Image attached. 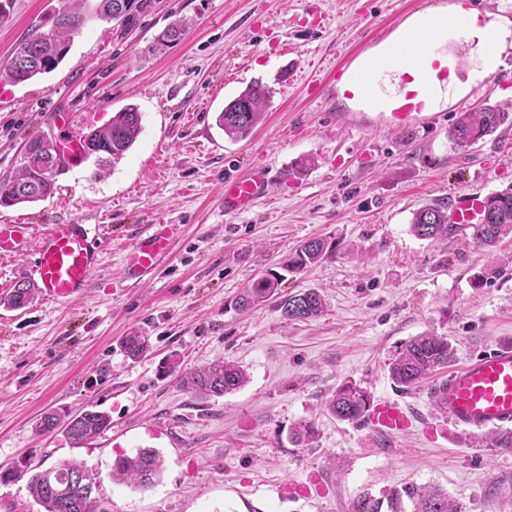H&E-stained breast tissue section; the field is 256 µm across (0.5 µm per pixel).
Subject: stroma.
I'll list each match as a JSON object with an SVG mask.
<instances>
[{
  "instance_id": "35a3bbf8",
  "label": "stroma",
  "mask_w": 512,
  "mask_h": 512,
  "mask_svg": "<svg viewBox=\"0 0 512 512\" xmlns=\"http://www.w3.org/2000/svg\"><path fill=\"white\" fill-rule=\"evenodd\" d=\"M460 4L512 27V0H149L131 25L89 22L51 74L0 83V180L23 164L28 139L55 136L54 110L94 112L102 124L130 104L142 115L136 142L106 173L89 159L58 175L45 200L0 207V224L28 225L30 236L76 220L96 226L103 243L84 296L38 294L18 310L0 303V471L77 461L94 474L105 512H351L360 496L411 482L447 489L468 512H512V452L485 434H427L440 419L426 382L400 389L388 366L396 346L427 331L448 337L450 366L512 343V237L482 248L466 231L440 243L410 231L425 204L512 185V126L466 148L448 139L463 111L512 105V46L499 49L503 67L472 85L474 44L448 38L456 84L429 128L344 123L307 87L311 69L329 70L401 15ZM69 5L13 0L0 64ZM178 19L188 23L182 40L157 48ZM257 80L266 116L231 140L216 117ZM259 163L284 179L249 212L225 214V178ZM161 220L182 227L173 258L131 287L127 252ZM311 239L335 244V256L235 311L240 288ZM309 288L325 298L322 315L285 319L280 298ZM133 329L149 343L137 360L120 345ZM172 357L180 373L222 359L248 381L205 398L180 374L161 373ZM348 380L399 403L412 428L388 434L336 419L325 402ZM89 406L111 418L91 445L35 431L45 412ZM304 423L313 435L295 439ZM141 448L161 453L160 482L140 490L113 481L115 457Z\"/></svg>"
}]
</instances>
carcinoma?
<instances>
[{
    "label": "carcinoma",
    "mask_w": 512,
    "mask_h": 512,
    "mask_svg": "<svg viewBox=\"0 0 512 512\" xmlns=\"http://www.w3.org/2000/svg\"><path fill=\"white\" fill-rule=\"evenodd\" d=\"M123 2L124 12L117 16L113 5ZM88 0H71V7L53 15L46 23L34 29L15 46L7 63L0 67V82L17 85L50 74L66 59L73 39L80 34L91 19L121 21L128 25L136 14L148 6V0H97L93 10L85 11ZM186 23L178 20L166 27L157 38L164 46L183 36ZM267 95L261 84L256 83L224 106L217 116V124L231 139H244L263 120ZM512 124V112L498 107H481L461 113L448 131V139L457 147L471 146L494 133L498 127ZM141 132V113L134 106L116 112L103 126L90 129V138L103 147L96 158L99 170L105 171L110 164L118 163L133 146ZM45 137H33L26 143L24 163L18 172L0 183V206L10 207L33 203L51 196L55 189L54 177L44 176V168L53 165L55 172L65 168L61 156H52L42 148ZM484 212L494 220L475 225L472 240L480 246L490 247L502 238L512 235V187H506L487 196ZM411 232L420 239L440 242L448 239L447 207L429 204L413 213ZM335 251L324 240H311L288 257L287 270L302 271ZM280 285V277L268 272L241 289L235 305L245 313L273 297ZM36 293V285L29 280L19 281L11 293L0 303L12 309L29 304ZM282 315L293 321L316 318L325 309V300L316 290H306L281 300ZM127 357L141 358L149 348L148 339L138 331H132L122 339ZM454 348L448 337L424 333L401 343L389 363L392 381L409 388L434 368L448 363ZM247 376L240 366L225 361L209 365L180 377L182 386L205 397H222L241 388ZM371 396L359 383L348 380L337 387L327 401V409L337 419L352 423L364 421ZM108 414L86 409L79 413L48 412L36 424L40 435L61 428L71 444L79 447L108 428ZM162 472L160 454L152 448H142L133 455H120L112 463V475L137 489H149L157 483ZM29 475L28 488L32 497L44 512H102L96 496L97 484L83 465L63 463L35 473L21 465L0 472V481H10ZM352 512H467L463 503L437 486L406 484L400 488H386L381 497L363 495L357 498Z\"/></svg>",
    "instance_id": "1"
}]
</instances>
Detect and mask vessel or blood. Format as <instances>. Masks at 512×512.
I'll use <instances>...</instances> for the list:
<instances>
[{"mask_svg": "<svg viewBox=\"0 0 512 512\" xmlns=\"http://www.w3.org/2000/svg\"><path fill=\"white\" fill-rule=\"evenodd\" d=\"M369 56L354 53L324 74L312 76L309 89L313 96L330 95L345 108L356 104L373 106ZM450 70L447 63L434 60L431 69L410 68L399 76L396 89L387 94L380 117L395 128L413 124H431L437 119L434 96L447 89ZM51 125L57 129V144L62 159L72 167L84 161L82 130L72 115L55 112ZM270 181L267 167L256 166L244 176L224 182V211L238 214L250 210L264 196ZM484 200L462 192L454 199L448 221L458 229L477 224ZM27 225H0V252L23 254L33 250V275L45 299L65 303L82 296L97 271L102 242L89 225L79 222L52 225L38 244H31ZM180 232L176 224H152L132 243L124 270L132 283L155 276L170 260ZM437 413L449 429L475 434L512 428V344L502 343L471 357L453 369L447 378L428 392ZM370 426L383 432L408 430L411 419L397 403H373L367 414Z\"/></svg>", "mask_w": 512, "mask_h": 512, "instance_id": "b4317fda", "label": "vessel or blood"}]
</instances>
